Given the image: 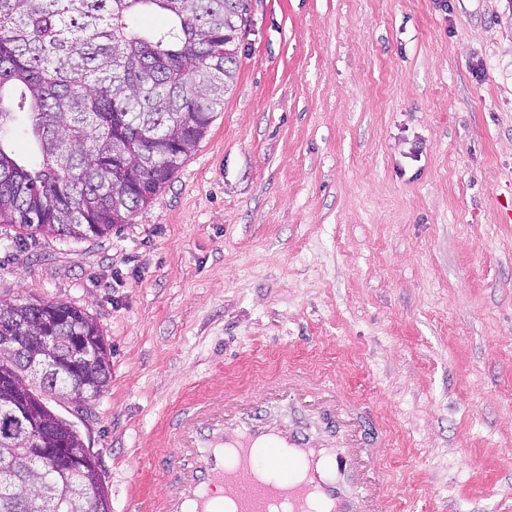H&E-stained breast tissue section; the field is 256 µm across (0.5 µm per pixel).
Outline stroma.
<instances>
[{"mask_svg": "<svg viewBox=\"0 0 512 512\" xmlns=\"http://www.w3.org/2000/svg\"><path fill=\"white\" fill-rule=\"evenodd\" d=\"M205 138L112 234L20 240L0 300L84 309L108 390L73 414L135 512L166 415L281 374L388 433L395 512H512V0H248Z\"/></svg>", "mask_w": 512, "mask_h": 512, "instance_id": "obj_1", "label": "stroma"}]
</instances>
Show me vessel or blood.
Returning <instances> with one entry per match:
<instances>
[{"mask_svg":"<svg viewBox=\"0 0 512 512\" xmlns=\"http://www.w3.org/2000/svg\"><path fill=\"white\" fill-rule=\"evenodd\" d=\"M293 375L218 406L181 410L165 436L166 483L144 512H393L386 472L368 448L379 423L341 388L316 400ZM354 432L358 453L330 448Z\"/></svg>","mask_w":512,"mask_h":512,"instance_id":"1","label":"vessel or blood"}]
</instances>
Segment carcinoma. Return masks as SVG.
I'll return each mask as SVG.
<instances>
[{"instance_id":"obj_1","label":"carcinoma","mask_w":512,"mask_h":512,"mask_svg":"<svg viewBox=\"0 0 512 512\" xmlns=\"http://www.w3.org/2000/svg\"><path fill=\"white\" fill-rule=\"evenodd\" d=\"M247 0H0V224L20 236L104 237L171 182L204 138L238 68ZM162 13L161 27L143 14ZM22 129L36 159L5 138ZM19 321L68 351L22 396L49 433L40 448L0 438V512H111L97 461L51 399L73 387L83 409L112 379L95 320L67 303H0V337ZM19 370L0 351V419L15 412ZM65 441L77 468L48 472L41 449Z\"/></svg>"}]
</instances>
